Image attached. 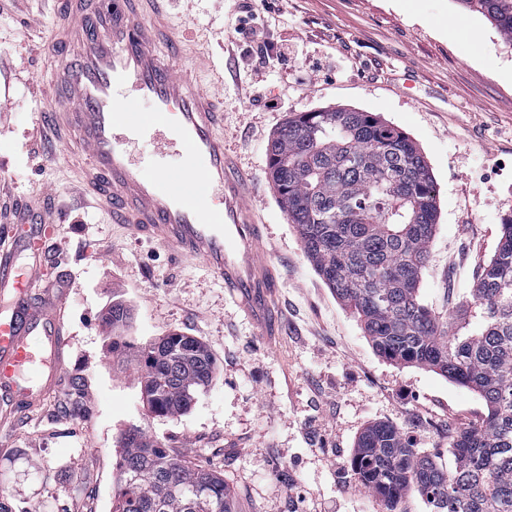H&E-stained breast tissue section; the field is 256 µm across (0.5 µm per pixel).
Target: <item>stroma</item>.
<instances>
[{"mask_svg": "<svg viewBox=\"0 0 512 512\" xmlns=\"http://www.w3.org/2000/svg\"><path fill=\"white\" fill-rule=\"evenodd\" d=\"M52 0H0V241L16 211H49L42 282L58 286L69 336L56 397L0 400V490L16 512H112L119 440L143 429L223 476L235 512H385L352 477L355 442L390 422L443 466L449 439L487 413L473 392L373 350L315 272L276 200L267 145L288 117L325 107L381 116L419 146L437 189L420 297L449 316L512 214V45L457 0H185L172 12L184 62L223 57L224 146L261 189L254 203L276 270L279 339L259 330L198 260L134 237L89 204L56 145H36L54 109ZM253 14L284 64L256 63L235 28ZM127 326L102 320L113 300ZM171 333L211 353L210 386L183 413L149 415L139 344Z\"/></svg>", "mask_w": 512, "mask_h": 512, "instance_id": "35a3bbf8", "label": "stroma"}]
</instances>
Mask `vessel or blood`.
<instances>
[{
    "mask_svg": "<svg viewBox=\"0 0 512 512\" xmlns=\"http://www.w3.org/2000/svg\"><path fill=\"white\" fill-rule=\"evenodd\" d=\"M170 0H66L55 45L68 62L51 137L92 203L113 223L202 261L267 342L277 336L275 268L251 204L252 175L224 150L220 98L195 72L155 50L170 33ZM145 103V111L133 108ZM153 139L155 152L130 147ZM181 167H172L170 151ZM45 256L39 227L0 249V398L48 399L58 391L67 338L53 305L31 307Z\"/></svg>",
    "mask_w": 512,
    "mask_h": 512,
    "instance_id": "1",
    "label": "vessel or blood"
}]
</instances>
